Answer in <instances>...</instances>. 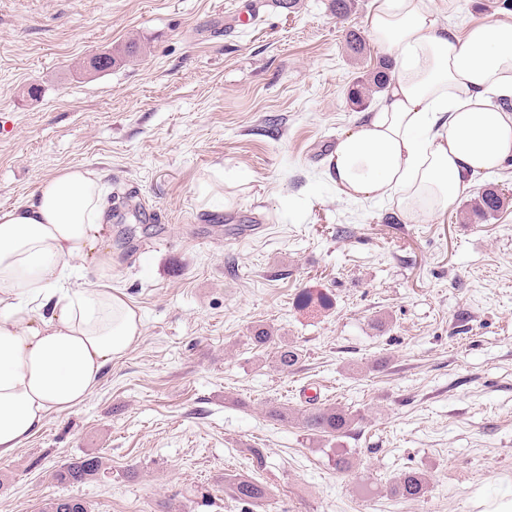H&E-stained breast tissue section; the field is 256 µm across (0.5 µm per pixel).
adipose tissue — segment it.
Listing matches in <instances>:
<instances>
[{"label": "adipose tissue", "instance_id": "ef3b65f1", "mask_svg": "<svg viewBox=\"0 0 512 512\" xmlns=\"http://www.w3.org/2000/svg\"><path fill=\"white\" fill-rule=\"evenodd\" d=\"M366 30L392 52L393 73L373 115L330 153L328 177L349 199L387 198L413 217L447 211L473 174L512 158V22L460 35L429 0H373ZM106 191L67 168L34 203L0 209V459L50 413L84 403L142 336L141 315L112 285ZM79 260L96 268L92 286L72 284Z\"/></svg>", "mask_w": 512, "mask_h": 512}]
</instances>
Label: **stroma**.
<instances>
[{"instance_id": "35a3bbf8", "label": "stroma", "mask_w": 512, "mask_h": 512, "mask_svg": "<svg viewBox=\"0 0 512 512\" xmlns=\"http://www.w3.org/2000/svg\"><path fill=\"white\" fill-rule=\"evenodd\" d=\"M494 0H431L440 24L512 21ZM372 0H0V208L77 167L133 191L111 199L112 285L143 335L80 406L51 414L0 460V512L49 498L89 512H241L225 475L262 449L267 512H481L512 496V163L475 175L509 199L497 217L425 219L340 196L327 159L364 117L348 88L387 50ZM142 51L121 54L129 41ZM115 54L110 69L85 62ZM314 298L302 307L301 294ZM264 326L298 345L292 372L251 345ZM320 395L360 420L339 448L269 422V400ZM104 470L63 485L88 454ZM416 469L432 490L364 500L360 476ZM103 467L100 456L85 455L62 464L55 473L61 483L79 484L96 478Z\"/></svg>"}]
</instances>
